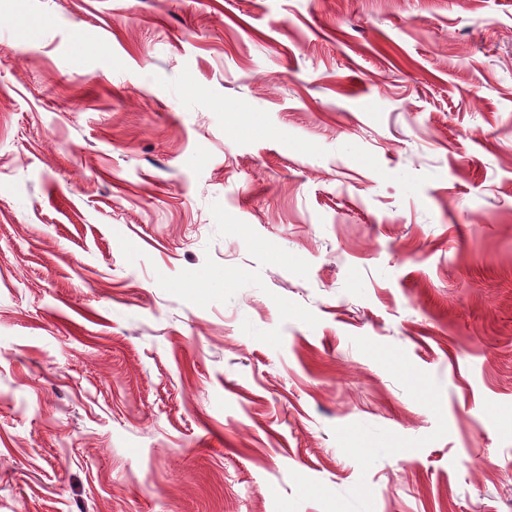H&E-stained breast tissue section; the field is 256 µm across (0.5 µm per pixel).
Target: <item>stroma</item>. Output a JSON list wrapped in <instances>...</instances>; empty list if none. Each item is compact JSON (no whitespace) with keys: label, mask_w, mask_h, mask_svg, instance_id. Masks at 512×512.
<instances>
[{"label":"stroma","mask_w":512,"mask_h":512,"mask_svg":"<svg viewBox=\"0 0 512 512\" xmlns=\"http://www.w3.org/2000/svg\"><path fill=\"white\" fill-rule=\"evenodd\" d=\"M0 512H512V0H0Z\"/></svg>","instance_id":"1"}]
</instances>
